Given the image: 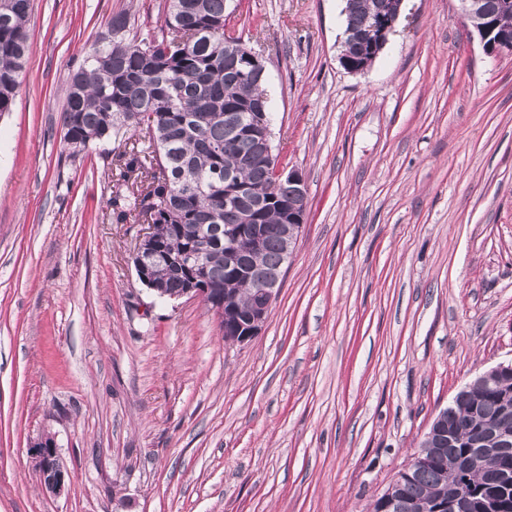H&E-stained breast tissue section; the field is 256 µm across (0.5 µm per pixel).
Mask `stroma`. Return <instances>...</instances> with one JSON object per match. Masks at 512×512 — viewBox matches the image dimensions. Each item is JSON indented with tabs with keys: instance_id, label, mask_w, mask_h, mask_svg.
<instances>
[{
	"instance_id": "obj_1",
	"label": "stroma",
	"mask_w": 512,
	"mask_h": 512,
	"mask_svg": "<svg viewBox=\"0 0 512 512\" xmlns=\"http://www.w3.org/2000/svg\"><path fill=\"white\" fill-rule=\"evenodd\" d=\"M264 57L272 141L308 209L246 343L162 301L112 221V154L70 157L63 88L113 15L167 0H34L0 114V512H371L433 419L512 361V56L456 0H403L364 71L344 0H234ZM51 438L68 494L43 489Z\"/></svg>"
}]
</instances>
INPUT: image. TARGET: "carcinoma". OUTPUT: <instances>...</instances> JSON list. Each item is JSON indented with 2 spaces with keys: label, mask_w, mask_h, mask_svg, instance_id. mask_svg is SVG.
<instances>
[{
  "label": "carcinoma",
  "mask_w": 512,
  "mask_h": 512,
  "mask_svg": "<svg viewBox=\"0 0 512 512\" xmlns=\"http://www.w3.org/2000/svg\"><path fill=\"white\" fill-rule=\"evenodd\" d=\"M230 0H169L159 31L125 36L127 17L112 19V40L94 45L86 65L74 72L61 116L63 141L76 157L90 145L123 136L129 145L113 159L112 221L155 210V238L164 258L153 261L162 296L191 287L220 288L236 307L224 322V338L235 340L256 302L257 287L224 266V227L260 224L265 237L252 248L245 232L231 240L248 263L271 276L281 274L285 247L281 226L295 200V187L275 178L274 166L253 139L238 132L241 120L271 125L264 80L240 63L246 43L228 28ZM400 0H346L345 32L356 38L352 62L367 68L377 58L368 50V15L398 14ZM32 0H0V113L9 112L21 86L30 52ZM492 21L512 33V12L501 0H484L474 27ZM244 103L264 108L247 116ZM247 188L229 195L224 175ZM512 399V381L498 393L461 390L445 408L452 443L424 449L418 463L396 483L400 499L446 498L466 484L474 496L488 493L490 476L512 470V453L490 455L463 475L449 463L472 451L471 443L499 412V395Z\"/></svg>",
  "instance_id": "obj_1"
}]
</instances>
